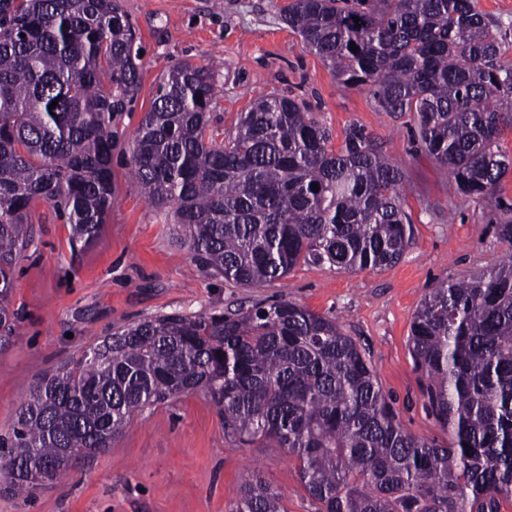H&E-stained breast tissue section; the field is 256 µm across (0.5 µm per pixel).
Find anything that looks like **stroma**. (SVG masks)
Instances as JSON below:
<instances>
[{
	"mask_svg": "<svg viewBox=\"0 0 512 512\" xmlns=\"http://www.w3.org/2000/svg\"><path fill=\"white\" fill-rule=\"evenodd\" d=\"M288 2L120 0L142 47V88L117 125L112 210L94 244L82 249L48 203L37 205L35 243L14 276L15 335L0 349V435L10 432L34 378L119 326L286 299L335 320L357 341L407 432L447 443V429L421 393L410 326L438 282L488 271L512 250L497 233L512 220V172L496 198L460 194L425 152L413 113L382 112L367 92L339 84L283 21ZM181 61L217 67V135L233 132L240 113L266 94L304 100L333 149L351 125L364 127L404 174L400 194L413 234L399 262L357 271L300 264L257 287L197 272L177 225L149 203L127 166L161 74ZM255 477L282 494L287 512H316L286 450L227 434L198 391L134 413L112 450L78 460L52 483L24 495L0 493V512H234L242 484Z\"/></svg>",
	"mask_w": 512,
	"mask_h": 512,
	"instance_id": "stroma-1",
	"label": "stroma"
}]
</instances>
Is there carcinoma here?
Returning <instances> with one entry per match:
<instances>
[{
	"instance_id": "carcinoma-1",
	"label": "carcinoma",
	"mask_w": 512,
	"mask_h": 512,
	"mask_svg": "<svg viewBox=\"0 0 512 512\" xmlns=\"http://www.w3.org/2000/svg\"><path fill=\"white\" fill-rule=\"evenodd\" d=\"M283 19L340 84L383 112L414 113L461 194H495L512 170L498 145L512 129V67L474 0H289ZM140 51L119 0H0V346L14 331L13 273L34 242L35 205L49 203L84 247L107 221ZM215 95L213 69L173 65L130 148L134 181L181 227L199 272L253 286L301 262L355 271L400 260L411 232L403 172L363 127L336 151L304 101L265 95L220 140L208 132ZM409 344L446 446L408 433L356 341L295 302L144 318L31 383L0 438V488L55 480L72 459L112 450L135 412L201 390L243 443L272 439L296 456L317 512H502L512 254L430 289ZM234 512L286 510L250 479Z\"/></svg>"
}]
</instances>
